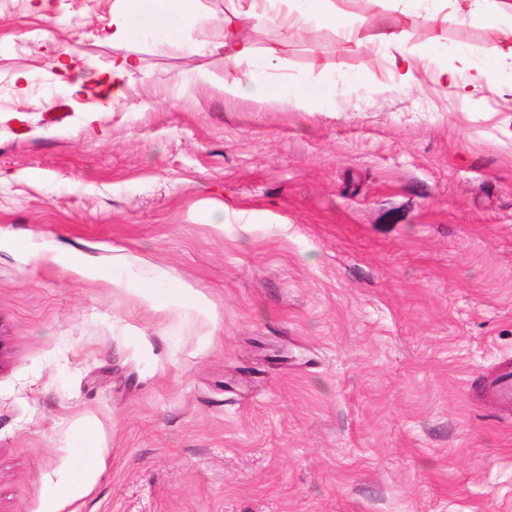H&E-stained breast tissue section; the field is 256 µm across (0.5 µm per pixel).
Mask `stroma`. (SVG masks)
I'll use <instances>...</instances> for the list:
<instances>
[{
    "instance_id": "obj_1",
    "label": "stroma",
    "mask_w": 512,
    "mask_h": 512,
    "mask_svg": "<svg viewBox=\"0 0 512 512\" xmlns=\"http://www.w3.org/2000/svg\"><path fill=\"white\" fill-rule=\"evenodd\" d=\"M113 2L0 5V512H44L85 426L104 468L57 512H512V404L487 396L512 369V62L462 101L340 30L247 28L289 80L335 77L300 112L195 85L221 56L138 36L101 112L49 62L110 66ZM335 5L448 64L505 40ZM158 272L204 312L139 300Z\"/></svg>"
}]
</instances>
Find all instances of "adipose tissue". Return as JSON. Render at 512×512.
I'll return each instance as SVG.
<instances>
[{
	"instance_id": "obj_1",
	"label": "adipose tissue",
	"mask_w": 512,
	"mask_h": 512,
	"mask_svg": "<svg viewBox=\"0 0 512 512\" xmlns=\"http://www.w3.org/2000/svg\"><path fill=\"white\" fill-rule=\"evenodd\" d=\"M223 12H215L210 0H114L112 25L104 40L125 44L136 31H147L152 42L176 43L188 35L195 25L206 22L220 26L223 39L211 47L212 53L224 60L222 70L199 71L195 80L202 85L219 87L225 98H256L283 101L291 107L312 112L319 99L332 95L335 82H327L319 91L289 83L284 62L272 55L260 54L246 37L249 25L275 22L284 29H294L310 23L342 30L347 40L357 41L356 29L336 11L335 0H229ZM405 7L422 10L426 23H435L445 9L456 10L463 17L479 23L485 29L496 30L503 19H512V0H402ZM373 42L389 49L399 85L409 88L416 80L419 67H433L438 84L455 88L459 97L467 99L474 93L496 85V72L491 67L474 66L468 56L456 63L438 61L432 51L414 52L407 47L401 32L388 26L377 27ZM141 66L136 54L115 57L110 68L94 73L81 68L72 49L57 50L50 65L51 75L69 92H94L100 99L99 108L113 110L127 93V77ZM138 296L158 309H191L198 307L197 297L186 288H173L162 278L141 280ZM103 467L97 449L82 452L77 470L48 482L43 488L46 512H57L58 503L74 489L90 490Z\"/></svg>"
}]
</instances>
